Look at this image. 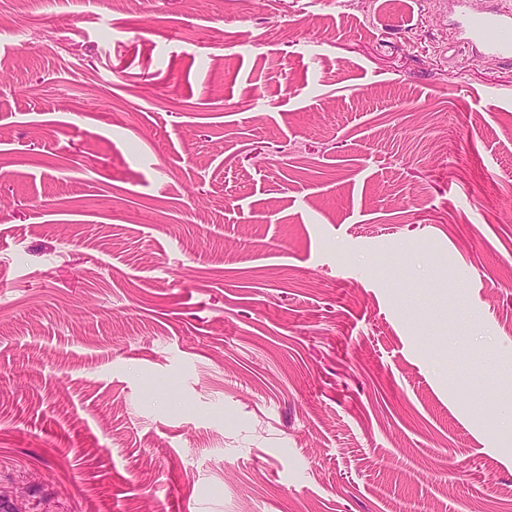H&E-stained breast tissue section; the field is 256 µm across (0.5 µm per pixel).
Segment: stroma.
Wrapping results in <instances>:
<instances>
[{
	"label": "stroma",
	"mask_w": 512,
	"mask_h": 512,
	"mask_svg": "<svg viewBox=\"0 0 512 512\" xmlns=\"http://www.w3.org/2000/svg\"><path fill=\"white\" fill-rule=\"evenodd\" d=\"M455 0H0L10 512H512V65Z\"/></svg>",
	"instance_id": "stroma-1"
}]
</instances>
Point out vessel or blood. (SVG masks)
Returning <instances> with one entry per match:
<instances>
[{
	"label": "vessel or blood",
	"instance_id": "obj_1",
	"mask_svg": "<svg viewBox=\"0 0 512 512\" xmlns=\"http://www.w3.org/2000/svg\"><path fill=\"white\" fill-rule=\"evenodd\" d=\"M460 43L482 49L483 53L512 61V12H485L473 8L472 0H457Z\"/></svg>",
	"mask_w": 512,
	"mask_h": 512
}]
</instances>
